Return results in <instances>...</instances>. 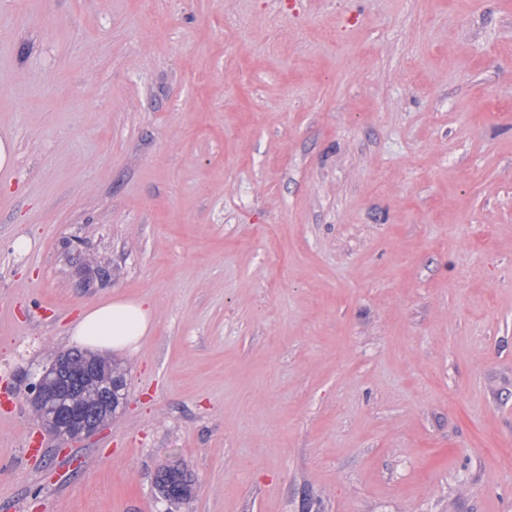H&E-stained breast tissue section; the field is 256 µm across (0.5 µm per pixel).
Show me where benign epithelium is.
Segmentation results:
<instances>
[{"label":"benign epithelium","mask_w":512,"mask_h":512,"mask_svg":"<svg viewBox=\"0 0 512 512\" xmlns=\"http://www.w3.org/2000/svg\"><path fill=\"white\" fill-rule=\"evenodd\" d=\"M127 382L114 376L109 382L99 380L95 361L88 358L84 367L71 375H61L59 363H52L33 387V402L40 406L44 421L63 441H77L93 434L103 421L98 406L124 401ZM156 484L169 500L187 496L192 483L184 471L157 474Z\"/></svg>","instance_id":"benign-epithelium-1"}]
</instances>
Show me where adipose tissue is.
Instances as JSON below:
<instances>
[{
  "mask_svg": "<svg viewBox=\"0 0 512 512\" xmlns=\"http://www.w3.org/2000/svg\"><path fill=\"white\" fill-rule=\"evenodd\" d=\"M152 316L153 309L147 301H111L81 314L71 339L98 349H134L148 334Z\"/></svg>",
  "mask_w": 512,
  "mask_h": 512,
  "instance_id": "ef3b65f1",
  "label": "adipose tissue"
}]
</instances>
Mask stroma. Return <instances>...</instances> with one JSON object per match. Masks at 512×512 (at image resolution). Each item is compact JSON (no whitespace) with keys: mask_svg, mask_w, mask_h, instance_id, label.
<instances>
[{"mask_svg":"<svg viewBox=\"0 0 512 512\" xmlns=\"http://www.w3.org/2000/svg\"><path fill=\"white\" fill-rule=\"evenodd\" d=\"M0 138V512H512V0H0ZM152 316L153 309L147 301H111L81 314L71 340L98 349H135L150 331ZM84 353L73 350L58 357H64L72 370L77 371L83 365ZM92 356L103 375L118 372L124 376V370L114 362ZM93 358H86L80 371L66 374L61 387V368L55 361L34 384L33 402L42 408H34L35 414L41 419L45 416V423L63 441L74 442L93 434L106 422L100 420L98 406L108 404L113 408L115 395L119 398V407L126 397L125 378L113 376L109 382L100 381ZM156 484L162 490L165 498L171 501H177L175 504H179L192 496L190 495L185 499H180L187 496L193 488L186 471H179L177 473H169L168 471L160 472L157 474Z\"/></svg>","mask_w":512,"mask_h":512,"instance_id":"stroma-1","label":"stroma"}]
</instances>
